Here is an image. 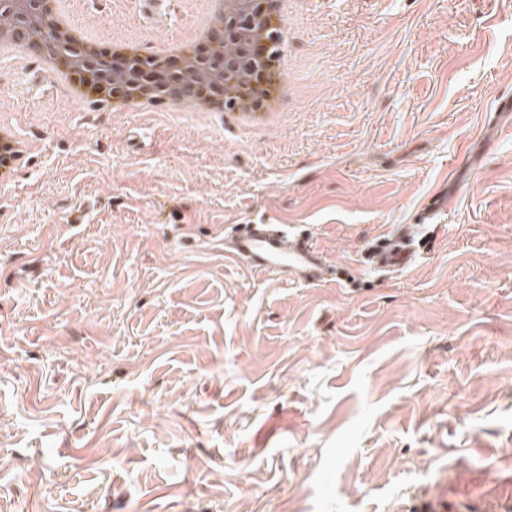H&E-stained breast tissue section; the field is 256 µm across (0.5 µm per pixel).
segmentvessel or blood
<instances>
[{
    "label": "vessel or blood",
    "mask_w": 512,
    "mask_h": 512,
    "mask_svg": "<svg viewBox=\"0 0 512 512\" xmlns=\"http://www.w3.org/2000/svg\"><path fill=\"white\" fill-rule=\"evenodd\" d=\"M418 234V226L406 225L400 234L378 242L376 249L366 252L367 263L381 274L405 269L416 257L413 241ZM224 255L288 283L323 285L336 281L340 273L308 235L295 233L274 220L245 225L231 236Z\"/></svg>",
    "instance_id": "b4317fda"
}]
</instances>
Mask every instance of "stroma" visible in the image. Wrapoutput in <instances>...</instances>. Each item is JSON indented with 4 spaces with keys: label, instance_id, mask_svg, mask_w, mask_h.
<instances>
[{
    "label": "stroma",
    "instance_id": "1",
    "mask_svg": "<svg viewBox=\"0 0 512 512\" xmlns=\"http://www.w3.org/2000/svg\"><path fill=\"white\" fill-rule=\"evenodd\" d=\"M79 0L89 38L155 0ZM264 136L0 59V512H512V0H296ZM445 214L381 276L365 250ZM85 202L81 224L69 221ZM279 214L353 285L224 257ZM116 112H162L169 109L157 98V94L138 93L129 97L121 105H115ZM0 135L1 155L7 157V163L2 165L0 173V181L3 185L10 181L13 170L25 161L28 147L25 143L16 139L6 128H1Z\"/></svg>",
    "mask_w": 512,
    "mask_h": 512
}]
</instances>
